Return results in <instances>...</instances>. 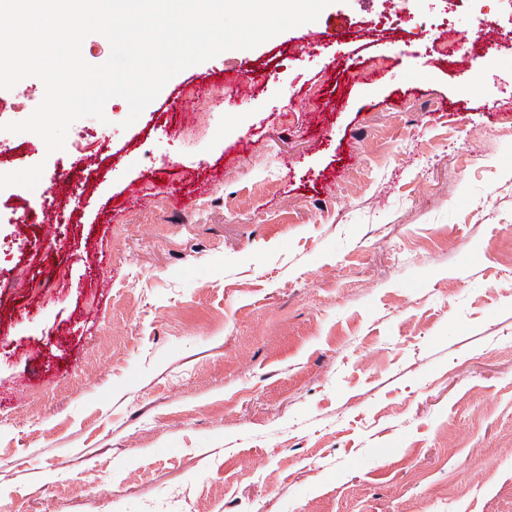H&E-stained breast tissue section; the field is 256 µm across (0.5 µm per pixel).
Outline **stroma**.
<instances>
[{
	"label": "stroma",
	"instance_id": "stroma-1",
	"mask_svg": "<svg viewBox=\"0 0 512 512\" xmlns=\"http://www.w3.org/2000/svg\"><path fill=\"white\" fill-rule=\"evenodd\" d=\"M388 8L334 0L310 52L225 51L61 151L0 131L54 187L0 190V512H512V0ZM452 29L500 50L431 55Z\"/></svg>",
	"mask_w": 512,
	"mask_h": 512
}]
</instances>
